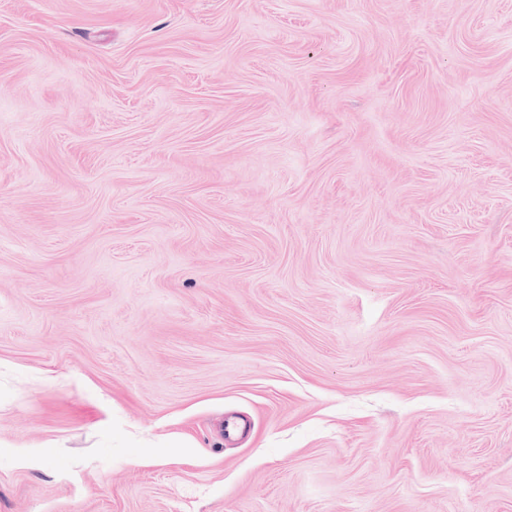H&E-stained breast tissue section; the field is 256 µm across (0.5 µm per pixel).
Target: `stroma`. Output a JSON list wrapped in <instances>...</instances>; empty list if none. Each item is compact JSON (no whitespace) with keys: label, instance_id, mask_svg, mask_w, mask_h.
I'll return each mask as SVG.
<instances>
[{"label":"stroma","instance_id":"stroma-1","mask_svg":"<svg viewBox=\"0 0 512 512\" xmlns=\"http://www.w3.org/2000/svg\"><path fill=\"white\" fill-rule=\"evenodd\" d=\"M0 512H512V0H0Z\"/></svg>","mask_w":512,"mask_h":512}]
</instances>
